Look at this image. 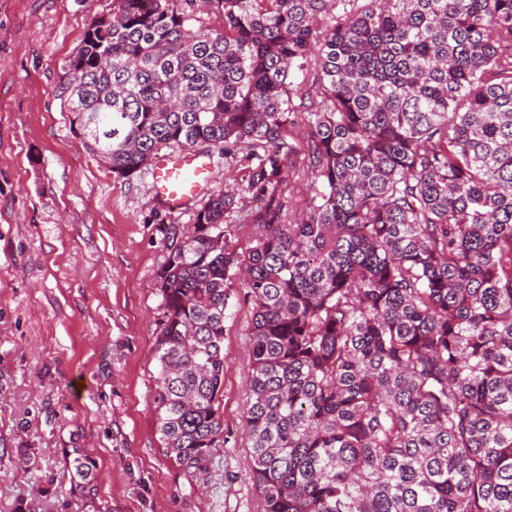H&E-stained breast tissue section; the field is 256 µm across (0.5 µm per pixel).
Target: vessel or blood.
Returning a JSON list of instances; mask_svg holds the SVG:
<instances>
[{"instance_id": "vessel-or-blood-1", "label": "vessel or blood", "mask_w": 512, "mask_h": 512, "mask_svg": "<svg viewBox=\"0 0 512 512\" xmlns=\"http://www.w3.org/2000/svg\"><path fill=\"white\" fill-rule=\"evenodd\" d=\"M211 164L194 151L158 157L151 171L155 197L167 208L182 209L208 187Z\"/></svg>"}]
</instances>
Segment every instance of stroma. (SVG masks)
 Segmentation results:
<instances>
[{"instance_id": "stroma-1", "label": "stroma", "mask_w": 512, "mask_h": 512, "mask_svg": "<svg viewBox=\"0 0 512 512\" xmlns=\"http://www.w3.org/2000/svg\"><path fill=\"white\" fill-rule=\"evenodd\" d=\"M113 0H0V512H263L242 429L252 327L224 322V441L202 470L157 428L156 279L165 249L150 173L114 176L71 127L63 66ZM97 469L77 503L68 450Z\"/></svg>"}]
</instances>
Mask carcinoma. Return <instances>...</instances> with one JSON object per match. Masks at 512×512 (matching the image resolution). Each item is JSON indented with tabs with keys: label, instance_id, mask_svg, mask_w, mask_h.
Masks as SVG:
<instances>
[{
	"label": "carcinoma",
	"instance_id": "obj_1",
	"mask_svg": "<svg viewBox=\"0 0 512 512\" xmlns=\"http://www.w3.org/2000/svg\"><path fill=\"white\" fill-rule=\"evenodd\" d=\"M63 94L118 178L245 155L193 224L155 213L166 452L224 441V321L252 303L244 412L264 512H512V0H114ZM320 107L292 110L312 49ZM309 133L302 218L282 194ZM256 235L238 251L235 214ZM95 461L73 450L86 488Z\"/></svg>",
	"mask_w": 512,
	"mask_h": 512
}]
</instances>
